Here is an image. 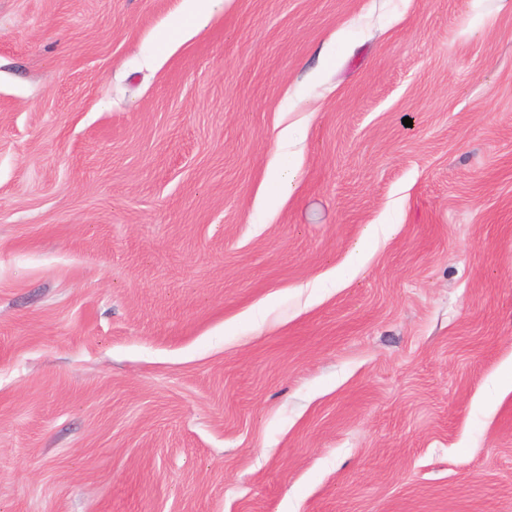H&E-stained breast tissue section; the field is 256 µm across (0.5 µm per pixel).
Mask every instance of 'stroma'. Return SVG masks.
<instances>
[{
    "mask_svg": "<svg viewBox=\"0 0 512 512\" xmlns=\"http://www.w3.org/2000/svg\"><path fill=\"white\" fill-rule=\"evenodd\" d=\"M0 512H512V0H0Z\"/></svg>",
    "mask_w": 512,
    "mask_h": 512,
    "instance_id": "obj_1",
    "label": "stroma"
}]
</instances>
